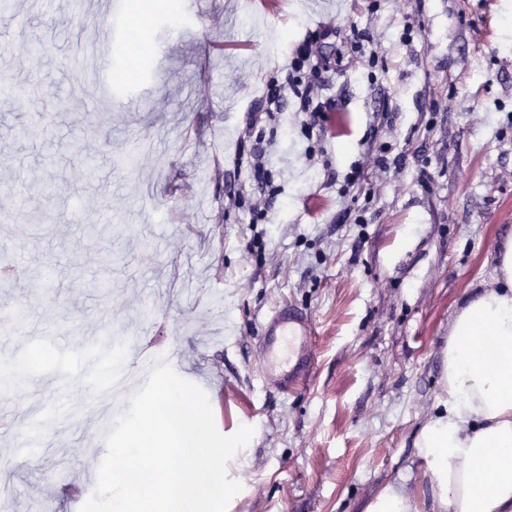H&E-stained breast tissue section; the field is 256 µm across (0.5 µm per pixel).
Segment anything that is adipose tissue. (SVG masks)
Here are the masks:
<instances>
[{
	"label": "adipose tissue",
	"instance_id": "1",
	"mask_svg": "<svg viewBox=\"0 0 512 512\" xmlns=\"http://www.w3.org/2000/svg\"><path fill=\"white\" fill-rule=\"evenodd\" d=\"M416 446L427 489L386 487L366 512H512V236L492 284H475L455 314Z\"/></svg>",
	"mask_w": 512,
	"mask_h": 512
}]
</instances>
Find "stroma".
Listing matches in <instances>:
<instances>
[{"mask_svg":"<svg viewBox=\"0 0 512 512\" xmlns=\"http://www.w3.org/2000/svg\"><path fill=\"white\" fill-rule=\"evenodd\" d=\"M108 0L71 10L35 0L0 12V76L36 82L0 95V256L22 278L0 293V482L8 512H79L69 485H95L105 425L128 409L77 391L78 360L104 326L116 345L173 353L217 429L251 426L227 466L228 512H365L385 487L426 484L415 440L439 392V352L474 283L492 282L512 235V0H178L145 38L78 82L80 39L108 25ZM335 23L315 60L335 101L324 154L308 166L293 110L274 126L262 250L253 214L228 209L246 115L307 31ZM368 31L377 66L345 42ZM53 143L22 137L39 116ZM94 135H83L88 125ZM399 157L381 171L369 161ZM367 162L356 201L339 177ZM54 186L51 199L41 191ZM47 212L34 226L26 212ZM111 221L112 232L86 226ZM307 312L315 364L296 392L263 376L260 325L280 305ZM72 385L69 418L39 447L17 436Z\"/></svg>","mask_w":512,"mask_h":512,"instance_id":"obj_1","label":"stroma"}]
</instances>
